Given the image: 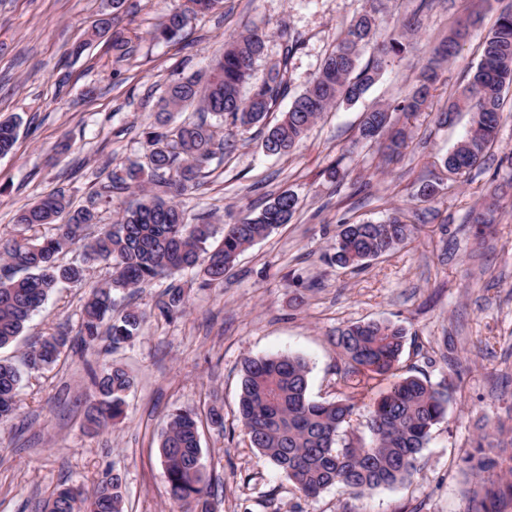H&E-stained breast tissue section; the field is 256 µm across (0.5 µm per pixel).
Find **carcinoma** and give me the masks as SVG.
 <instances>
[{
    "label": "carcinoma",
    "mask_w": 512,
    "mask_h": 512,
    "mask_svg": "<svg viewBox=\"0 0 512 512\" xmlns=\"http://www.w3.org/2000/svg\"><path fill=\"white\" fill-rule=\"evenodd\" d=\"M217 3L183 0L163 17L153 38L174 39L190 17L210 12ZM468 34L469 25L463 24L435 45L413 90L394 106H378L365 113L357 140L380 142L389 156L400 154L407 136L394 126L392 114L416 113L428 107L441 63L456 57ZM373 42V53L361 62L362 50ZM264 49L265 35L250 29L224 41V51L212 61L206 78L174 79L158 102L157 124L143 131L145 163L131 164L122 175L112 174L91 205L75 209L59 190L20 210L16 223L28 228L52 225L54 233L36 239H8L0 245V349L16 341L60 284L81 285L87 263H104L112 268L113 276L89 291L77 336L83 347L104 342L118 348L138 335L148 314L128 304L119 316L112 317L113 291L133 293L152 280L168 279L156 309L171 320L184 306L183 290L176 284L178 273L197 269L206 285L221 286L247 248L291 221L299 199L293 192L283 191L259 212L224 225L220 244L209 249L206 244L213 236V224L204 217L196 224L187 223L184 211L174 203V198L199 186L203 171L216 157L235 148L233 141L215 140L214 123L244 130L261 126L278 101L288 95V59L298 49L297 41L286 38L281 61L258 80L255 67ZM406 49L403 35L387 30L374 9H363L288 111L266 127L264 152H291L324 112L360 98L379 80L388 59ZM511 89L512 9H506L483 41L469 83L437 113L441 123L451 121L457 112L471 114L466 137L442 159L449 174L463 176L485 165L503 118L504 95ZM193 106L201 118L170 123L173 113ZM210 117L215 122L208 121ZM17 127L15 119L0 120V156L12 151ZM129 189L134 199L124 204L116 223L104 225L95 234L89 232L97 224L100 202L112 200L118 190ZM440 191L439 183H423L415 198L430 203ZM501 199L496 191L489 195L475 211L473 223H494ZM415 231L416 225L400 212L380 224L345 222L332 244L331 260L343 268L362 269L404 247ZM75 244L83 247L84 263H61L59 255ZM407 335L405 327L387 320L337 328L331 341L344 364L340 380L347 386L365 371L391 373ZM68 343L65 332L40 337L28 357L29 368L55 363ZM20 382L17 365L0 357V423L15 418ZM92 383L94 399L88 403L84 419L87 430L98 432L123 420L132 378L123 367L113 364L93 373ZM308 386L309 367L299 356L248 357L242 364L238 415L243 431L260 458L273 464L305 497L333 487L364 492L409 481L419 470L433 428L445 417L449 399L448 389L435 387L425 378L397 376L367 405L370 443L341 445V428L358 409L354 397L319 402L309 397ZM159 455L177 512H215L214 482L202 463L196 412L176 409L171 413L160 434ZM464 462L479 486L466 512H507L512 508V424L480 428ZM122 503V480L114 474L90 489L60 490L45 501L43 512H122Z\"/></svg>",
    "instance_id": "cac0c4a2"
}]
</instances>
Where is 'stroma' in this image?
Returning <instances> with one entry per match:
<instances>
[{
  "label": "stroma",
  "instance_id": "obj_1",
  "mask_svg": "<svg viewBox=\"0 0 512 512\" xmlns=\"http://www.w3.org/2000/svg\"><path fill=\"white\" fill-rule=\"evenodd\" d=\"M419 3L220 0L164 42L151 33L173 0H122L114 34L101 37L91 28L107 0H0V118L20 120L13 152L0 156L4 239L47 234L44 226L16 224L26 205L58 190L73 206L87 205L114 171L142 161L141 132L154 123L166 85L205 73L230 36L265 33L260 77L278 59L283 34L298 37L288 72L293 96L364 7L404 31L407 43L363 99L325 112L287 155H265L259 128L219 126L236 149L178 198L187 220L206 214L220 231L285 190L298 196V212L248 248L223 286L205 287L198 273L180 275L185 309L177 319L153 314L167 286L155 282L135 297L150 312L135 340L113 350L67 347L55 366L25 373L16 418L0 426V512H42L58 490L90 487L112 474L122 478L124 512H174L159 434L172 408L204 416L213 406L223 408L224 425L205 422L200 433L202 461L216 481V512H465L474 484L464 459L478 429L512 414V190L489 228L470 221L487 190L512 176L504 162L512 155V91L486 168L443 189L431 209L414 196L422 183L445 179L440 159L465 137L469 116L441 126L436 113L467 84L484 36L512 0H435L422 27L405 30ZM470 17L478 23L459 55L443 64L429 109L393 115L408 135L402 154L390 159L377 144L357 142L363 113L401 98L436 42ZM333 168L343 181L331 179ZM398 209L416 214L415 237L404 248L355 272L331 262L340 224L381 222ZM83 301V289L60 286L0 355L21 364L38 336L76 332ZM371 319L407 328L399 371L451 386L447 416L410 482L360 496L331 488L302 497L240 430L242 362L276 353L302 357L312 397L332 401L343 387L330 335ZM112 364L133 380L126 418L90 435L83 412L92 374Z\"/></svg>",
  "mask_w": 512,
  "mask_h": 512
}]
</instances>
